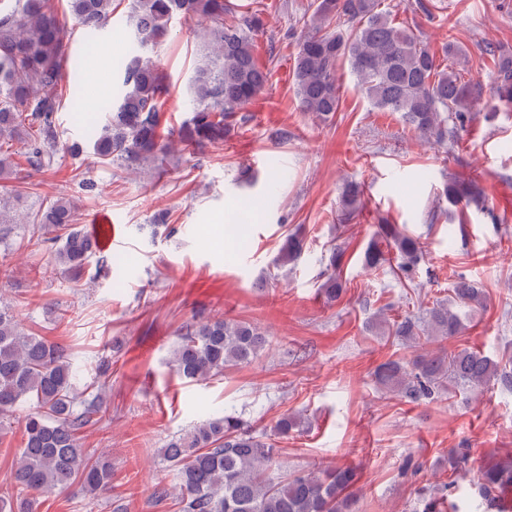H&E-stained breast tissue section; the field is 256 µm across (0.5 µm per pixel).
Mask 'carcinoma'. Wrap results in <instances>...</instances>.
I'll return each instance as SVG.
<instances>
[{
  "label": "carcinoma",
  "instance_id": "cac0c4a2",
  "mask_svg": "<svg viewBox=\"0 0 512 512\" xmlns=\"http://www.w3.org/2000/svg\"><path fill=\"white\" fill-rule=\"evenodd\" d=\"M381 0H313L311 13L299 18L305 34L298 44L293 80L302 111L326 122L340 110L337 70L350 65L356 88L381 112H396L418 137L454 151L457 132L471 120L483 95L478 82L464 80L453 67H441L430 47L380 9ZM69 13L90 35L112 18V0H68ZM202 16L210 21L205 38L211 55L196 68L191 84L192 115L179 132L162 126L168 87L154 60L136 55L118 66L122 92L103 105V120L93 131L94 155L124 168L146 160L163 165L174 143L183 151H200L226 140L238 124V112L264 89L269 68L260 62L254 35L264 29L261 14L239 13L231 0H131L129 27L134 43L150 51L168 34L171 19ZM492 56L495 111L512 112V50L488 43ZM64 27L50 0H0V178L10 179L17 163L3 144L23 145L27 164L52 166L59 153L77 156L79 142L60 143L56 116L63 97L83 112L77 93L64 94L62 62ZM363 191L347 184L340 200V221L361 212ZM439 199L447 207L434 212L453 220L459 206L483 204L470 182L452 178ZM76 202L56 196L39 208L38 228L50 242V268L74 277L83 274L96 255L91 236L76 224ZM304 254L303 239L290 235L277 259L285 267ZM345 249L330 250L323 292L335 302L344 292ZM423 258L417 238L399 231L381 216L369 241L364 262L371 268L395 264L401 278L412 282ZM453 293L464 305H481L483 286L464 278ZM461 315L442 301L432 302L423 319L406 316L388 325L404 345L419 346L421 338L442 342L460 335ZM268 346L266 335L241 320L214 318L184 327L172 351V365L182 377L203 381L229 366L246 365ZM376 382L412 403L434 400L451 387L479 391L492 382L512 387L508 365L479 352L441 347L413 360L389 359L374 373ZM63 349L43 336L19 329L13 313L0 306V424L15 417L23 404L33 411L22 420L24 442L12 471L13 484L41 493L78 483L89 497L112 490V464L81 447V434L101 419L107 381L97 379L82 391ZM300 420L285 414L273 434L286 436ZM177 472L178 483L161 498L171 499L179 512H354L358 472L350 467L285 473L277 450L250 429L240 416L226 413L209 418L171 439L160 450ZM478 491L486 508L505 512L512 497V463L496 464L480 473Z\"/></svg>",
  "mask_w": 512,
  "mask_h": 512
}]
</instances>
